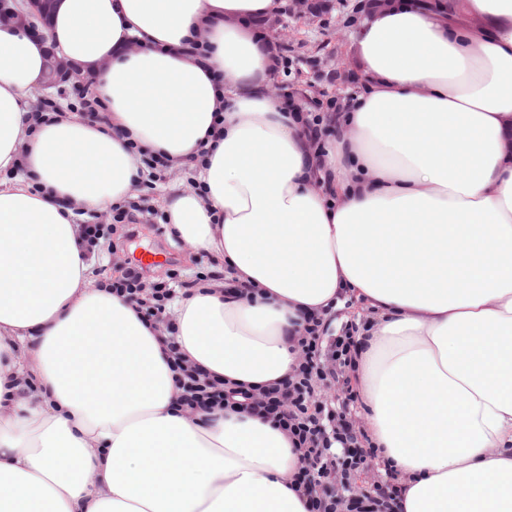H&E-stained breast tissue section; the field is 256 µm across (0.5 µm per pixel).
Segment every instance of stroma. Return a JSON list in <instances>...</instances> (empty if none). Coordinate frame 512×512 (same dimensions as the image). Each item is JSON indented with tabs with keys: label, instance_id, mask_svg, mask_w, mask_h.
<instances>
[{
	"label": "stroma",
	"instance_id": "1",
	"mask_svg": "<svg viewBox=\"0 0 512 512\" xmlns=\"http://www.w3.org/2000/svg\"><path fill=\"white\" fill-rule=\"evenodd\" d=\"M373 0H324L316 11L306 14H278L262 25L268 41L282 48L284 63L275 73L273 89L288 105L305 112H332L358 96L364 82L353 53V39L364 17V7ZM192 173L186 168L164 169L157 181H143L133 189L139 208L140 236L128 239L123 225L111 214H98L96 220L112 227V251L103 259H90L93 283L122 278L132 256L142 253L167 254L180 272L197 278L223 281L224 267L209 254L189 243L169 236L162 221L164 201L175 191L188 188Z\"/></svg>",
	"mask_w": 512,
	"mask_h": 512
}]
</instances>
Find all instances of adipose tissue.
Listing matches in <instances>:
<instances>
[{"label": "adipose tissue", "mask_w": 512, "mask_h": 512, "mask_svg": "<svg viewBox=\"0 0 512 512\" xmlns=\"http://www.w3.org/2000/svg\"><path fill=\"white\" fill-rule=\"evenodd\" d=\"M284 0H52L0 23V512H307L271 423L177 402L163 326L95 286L78 212L144 156L189 167L170 234L250 294L172 308L188 364L265 389L307 314L363 298L367 435L401 512H512V0H380L365 77L316 150L270 91ZM109 114L33 112L50 56Z\"/></svg>", "instance_id": "obj_1"}]
</instances>
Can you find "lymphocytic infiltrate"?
<instances>
[{
    "instance_id": "obj_1",
    "label": "lymphocytic infiltrate",
    "mask_w": 512,
    "mask_h": 512,
    "mask_svg": "<svg viewBox=\"0 0 512 512\" xmlns=\"http://www.w3.org/2000/svg\"><path fill=\"white\" fill-rule=\"evenodd\" d=\"M182 287L177 274L150 281L136 265L107 285L143 319L165 325L180 405L193 412L220 409L259 416L286 432L302 452L295 482L306 499L307 512H396L400 493L391 480H377L365 492L355 488L358 473L377 457L356 418V396L350 387L362 349L358 326L345 324L333 335L324 318L308 315L303 333L294 339L293 374L264 389L258 398L249 389L220 386L201 368L181 365L177 328L167 314ZM326 386L336 389V396L323 398Z\"/></svg>"
}]
</instances>
